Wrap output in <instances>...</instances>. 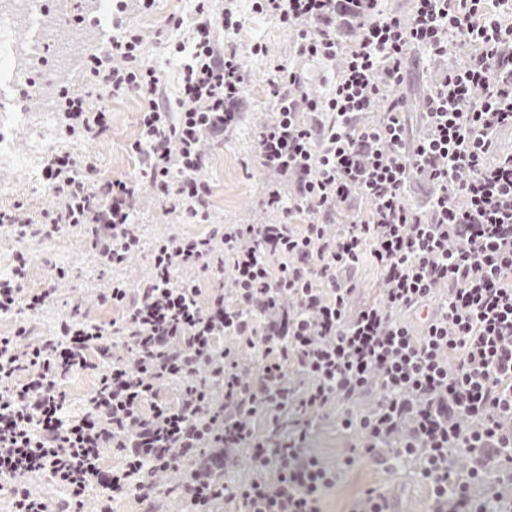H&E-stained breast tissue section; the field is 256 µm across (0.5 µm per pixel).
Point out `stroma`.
Wrapping results in <instances>:
<instances>
[{
    "label": "stroma",
    "instance_id": "obj_1",
    "mask_svg": "<svg viewBox=\"0 0 512 512\" xmlns=\"http://www.w3.org/2000/svg\"><path fill=\"white\" fill-rule=\"evenodd\" d=\"M230 5L239 24L229 38L240 54L249 103L240 121L223 140L204 143L209 157L204 177L211 187L210 222L182 223L178 214L166 212L151 186L141 181V158L131 149L138 135V98L130 93L113 94L87 83L81 62L88 51L103 45L110 37L112 22L108 19L83 26L63 24L57 17H50L51 26L64 30L62 47L56 52L57 67L45 75L41 91L25 87L17 93L21 106L37 125L18 129L11 136L13 157L0 162V208L20 202L38 215L54 211L58 201L44 177L48 156L55 152H67L78 158L91 156L99 175L139 186L140 206L134 221L140 226L146 246L131 257L123 272L132 282L149 273V245L164 233L175 231L199 236L207 234L215 224L278 222V212L262 204L271 175L257 163L258 134L272 118V65L283 62L299 71L304 91L315 96L330 90L334 69L302 57L293 34L268 15L256 12L253 0H234ZM171 18L183 22L180 29L173 31V38L191 42L195 33V0H156L152 11L141 13L132 9L127 15L128 22L143 35L146 56L158 69L169 96L174 98L179 93L180 59L155 37L156 30ZM63 86L82 91L91 105L109 110L107 132L92 141L70 138L63 133L56 116L57 93ZM30 250L34 259L22 284L24 294L46 288L57 291L54 306L34 317V335H54L61 314L76 308L106 322L116 318L113 309L88 302L91 294L111 286L112 276L100 272L92 254L75 234H57L34 243ZM59 267L68 271V279H56L55 270ZM359 439V433H344L328 423L311 430L307 445L333 463ZM370 488L390 493L400 512L428 510L429 488L413 469L387 470L364 461L344 473L340 482L325 494V512H345L352 498Z\"/></svg>",
    "mask_w": 512,
    "mask_h": 512
}]
</instances>
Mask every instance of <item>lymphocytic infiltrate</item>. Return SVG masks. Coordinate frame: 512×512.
Returning <instances> with one entry per match:
<instances>
[{
    "mask_svg": "<svg viewBox=\"0 0 512 512\" xmlns=\"http://www.w3.org/2000/svg\"><path fill=\"white\" fill-rule=\"evenodd\" d=\"M407 15L379 0H257L291 30L300 53L343 67L324 97L301 93V76L274 68V118L259 134L258 162L293 189L268 185L263 202L289 224H219L203 236L157 239L149 275L116 278L98 304L120 310L106 323L80 311L57 336L19 326L0 336V490L8 512H99L132 498L159 512L177 494L180 512H323L326 491L357 456L381 465L418 462L430 512H499V494L479 495L492 466L512 449V153L498 133L512 127V0H414ZM200 20L181 65L176 101L146 60L143 36L121 26L84 60L88 80L142 102L141 175L167 211L207 220L211 188L203 138L223 139L242 116L246 83L232 8ZM360 36L351 48L343 37ZM459 58L425 94V132L411 139L404 97L407 52ZM67 134L93 138L106 108L62 90ZM311 116L301 123L300 112ZM79 160L52 156L45 179L59 205L34 218L0 209V237L36 242L78 231L104 270L140 249L134 186L102 179L90 189ZM435 186L425 210L408 199L412 180ZM372 204L368 220L337 227L339 211ZM381 271L376 300L358 302V270ZM31 258L18 252L0 276V314H38L55 296H23ZM418 314V326L398 318ZM91 370L96 387L81 415L61 390ZM340 410L359 428L362 450L324 463L307 428ZM118 466L105 469L107 451ZM245 477L227 482L240 458ZM50 479L55 503L36 488Z\"/></svg>",
    "mask_w": 512,
    "mask_h": 512,
    "instance_id": "obj_1",
    "label": "lymphocytic infiltrate"
}]
</instances>
